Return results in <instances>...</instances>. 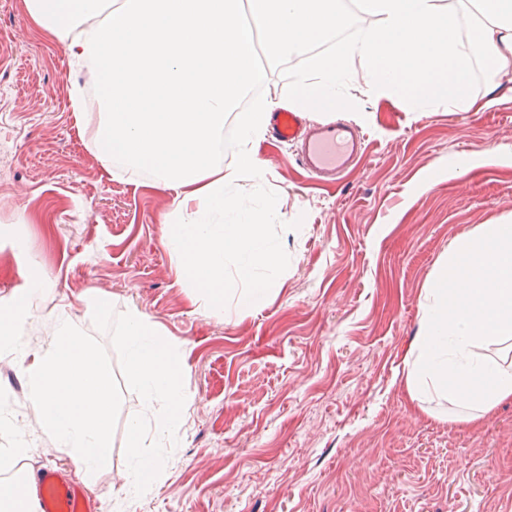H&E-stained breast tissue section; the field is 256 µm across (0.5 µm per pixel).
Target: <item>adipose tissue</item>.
<instances>
[{
	"mask_svg": "<svg viewBox=\"0 0 512 512\" xmlns=\"http://www.w3.org/2000/svg\"><path fill=\"white\" fill-rule=\"evenodd\" d=\"M376 17L353 46L369 68L368 91L394 97L409 111L445 95L470 103V58L512 69V0H356ZM37 29L64 45L72 64L97 87L101 114L95 150L151 169L172 193L175 223L164 243L207 308L236 317L264 305L266 270L286 257L270 232L284 216L273 205L244 204L242 179L263 183L255 156L275 106L317 115L347 110L352 80L345 58H318L297 72L278 102L231 108L266 81L256 46L269 59L306 54L343 24L336 0H23ZM477 12L472 36L457 35L460 17ZM234 118L241 147L234 168L217 166V133ZM45 295L33 283L0 307V350L22 352L19 334ZM418 338L404 358L412 399L448 404L455 421L474 424L512 400V225L483 224L463 237L430 274ZM130 372L141 409L128 421L126 493L156 483L159 442L173 441L188 398L180 381L185 358L154 324L131 310L124 327ZM32 403L44 430L65 449L83 481L102 468L111 411L110 379L72 322L58 321L55 341L28 371Z\"/></svg>",
	"mask_w": 512,
	"mask_h": 512,
	"instance_id": "1",
	"label": "adipose tissue"
}]
</instances>
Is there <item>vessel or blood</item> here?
Listing matches in <instances>:
<instances>
[{"instance_id": "obj_1", "label": "vessel or blood", "mask_w": 512, "mask_h": 512, "mask_svg": "<svg viewBox=\"0 0 512 512\" xmlns=\"http://www.w3.org/2000/svg\"><path fill=\"white\" fill-rule=\"evenodd\" d=\"M271 125L280 141L299 143L302 167L318 180L341 179L363 151L358 131L342 121L310 126L301 113L282 109L272 113ZM23 489L36 500V512H99L98 503L81 486L52 468L38 469L27 478Z\"/></svg>"}]
</instances>
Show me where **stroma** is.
Listing matches in <instances>:
<instances>
[{"mask_svg":"<svg viewBox=\"0 0 512 512\" xmlns=\"http://www.w3.org/2000/svg\"><path fill=\"white\" fill-rule=\"evenodd\" d=\"M366 150L337 184L311 179L288 145L257 148L267 180L237 194L274 201L271 232L288 268L269 274L263 307L225 320L206 310L163 244L171 195L140 170L104 172L91 131L70 107L85 77L36 30L22 0H0V304L42 280L24 326L28 352L74 322L112 382L104 468L88 492L101 512H512V402L479 424L410 398L404 355L420 329L426 281L482 224H512V93L481 102L493 77L472 75L466 109L447 98L409 112L370 96L366 61L347 58ZM185 354L191 402L153 489L124 492L127 422L140 407L121 340L129 310ZM26 362L0 352V448L30 439L25 468L69 458L30 407Z\"/></svg>","mask_w":512,"mask_h":512,"instance_id":"35a3bbf8","label":"stroma"}]
</instances>
